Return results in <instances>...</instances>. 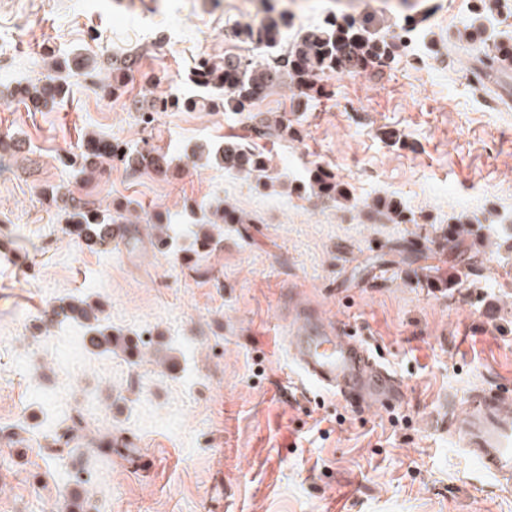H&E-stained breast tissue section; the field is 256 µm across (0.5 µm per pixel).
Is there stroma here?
<instances>
[{"label":"stroma","mask_w":512,"mask_h":512,"mask_svg":"<svg viewBox=\"0 0 512 512\" xmlns=\"http://www.w3.org/2000/svg\"><path fill=\"white\" fill-rule=\"evenodd\" d=\"M477 0H0V512H512L508 489L450 433L449 406L512 391V69L480 75L512 35V11L459 48ZM289 36L336 15L373 14L405 44L387 66L333 71L321 93L255 94L246 112L214 107L194 71L220 65L270 7ZM87 60L66 96L35 111L19 92L61 57ZM125 85L100 87L113 63ZM160 98L184 109L139 117ZM278 115L287 136L256 120ZM148 140L166 174L115 161L78 182L65 157L86 135ZM242 143L273 185L226 171L198 145ZM324 174L346 198L316 197ZM138 202L162 213L178 249L141 236L132 251L70 237L61 202ZM393 199L404 224L374 220ZM252 213L213 251H189L199 206ZM478 239L453 251L449 218ZM103 302L121 343L94 354L83 327L46 318L60 301ZM306 314L352 331L403 384L402 399L361 410L303 383L283 338ZM88 423L57 457L62 414ZM100 431L131 458L96 463Z\"/></svg>","instance_id":"35a3bbf8"}]
</instances>
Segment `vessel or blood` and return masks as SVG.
I'll return each mask as SVG.
<instances>
[{"instance_id":"b4317fda","label":"vessel or blood","mask_w":512,"mask_h":512,"mask_svg":"<svg viewBox=\"0 0 512 512\" xmlns=\"http://www.w3.org/2000/svg\"><path fill=\"white\" fill-rule=\"evenodd\" d=\"M286 347L312 386L369 408L397 403L402 387L371 352L351 336L331 334L312 318L295 326ZM455 436L467 455L502 485L512 484V396L477 394L458 418Z\"/></svg>"}]
</instances>
